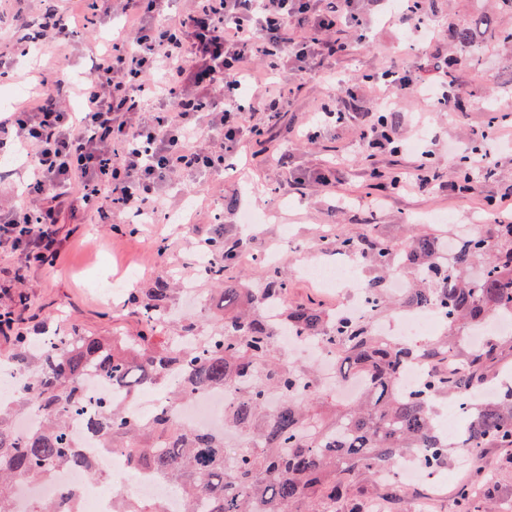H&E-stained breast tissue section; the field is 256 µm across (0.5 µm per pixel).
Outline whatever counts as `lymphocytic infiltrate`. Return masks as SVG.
Listing matches in <instances>:
<instances>
[{
  "instance_id": "f902f5d3",
  "label": "lymphocytic infiltrate",
  "mask_w": 512,
  "mask_h": 512,
  "mask_svg": "<svg viewBox=\"0 0 512 512\" xmlns=\"http://www.w3.org/2000/svg\"><path fill=\"white\" fill-rule=\"evenodd\" d=\"M98 10L130 24L82 84V111L66 108L59 81L0 118V150H25L34 166L27 203L0 206V251L30 265L54 262L74 207L124 217L161 204L171 176L223 172L226 152L256 133L245 109L292 105L267 74L329 72L343 50L336 30L362 24L358 0H190L179 13L170 0H102ZM259 53L263 73L250 69Z\"/></svg>"
}]
</instances>
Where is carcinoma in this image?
I'll return each instance as SVG.
<instances>
[{
    "mask_svg": "<svg viewBox=\"0 0 512 512\" xmlns=\"http://www.w3.org/2000/svg\"><path fill=\"white\" fill-rule=\"evenodd\" d=\"M512 15V0H497L493 13L479 12L456 28L457 45L471 57L482 48L479 35L512 43V28L497 15ZM440 244L418 232L408 246L352 234L322 241L325 252L361 253L381 269L412 260L420 279L405 303L433 307L451 322L477 327L492 314L512 309V224H495L471 236L452 262L436 259ZM205 278L216 286L224 315L201 324L175 317L170 282L159 279L142 300L133 299L140 331L135 336H95L77 325L57 335L48 351L31 355L40 337L19 335L11 364L32 379L16 401L0 404V512H10L15 483L21 478H49L81 462L67 435L70 411L84 401L81 374L90 368L121 385L130 397L157 386L166 403L187 401L201 390L228 388L232 404L224 424L247 442L237 453L224 448V435L194 433L167 416L142 418L114 405L89 416L88 430L104 448H122L134 472L150 471L177 491L180 512H326L327 502L345 494L360 472L375 474L416 451L424 464L438 468L454 449L478 453L512 448V390L470 414L456 439L442 435L435 420V400L475 390L492 375L502 356L498 341L460 355L458 371L431 375L416 390L404 392L397 375L412 357L442 363L454 355L453 330L420 347L396 344L377 335L366 321L346 314H325L310 305H288V282L265 266L253 284L224 277V238L208 247ZM372 308L387 303L381 279L365 282ZM280 309L284 331L317 337L336 349L342 374L363 380L355 402L323 420L313 405L331 396L317 372L285 364L265 322V308ZM37 406L41 426L20 435L15 419ZM68 507L42 500L29 512H82L73 491L64 492ZM116 512H161L143 500L117 494ZM455 512H491L487 499L463 483L456 491Z\"/></svg>",
    "mask_w": 512,
    "mask_h": 512,
    "instance_id": "carcinoma-1",
    "label": "carcinoma"
}]
</instances>
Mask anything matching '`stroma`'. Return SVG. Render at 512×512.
<instances>
[{"mask_svg":"<svg viewBox=\"0 0 512 512\" xmlns=\"http://www.w3.org/2000/svg\"><path fill=\"white\" fill-rule=\"evenodd\" d=\"M49 6L50 0H0V56H18L21 37L34 33L36 21ZM479 6L493 10L494 0H424L436 33L420 46L409 26L389 22L362 5L364 25L344 28L341 37L350 50L337 57L329 75L279 72L276 79L290 89L292 108L273 120L257 111L244 112L245 124L258 126L265 135L239 148L232 169L220 177L185 175L168 181L164 208L178 215L177 223L163 219L135 230L126 226L117 234L109 225L96 224L94 213L79 210L63 216L54 266L28 267L18 256L0 254V309L19 311L28 328L67 319L100 336L135 332L138 324L130 305L120 296L105 297L101 285L109 277L130 272L142 289L153 287L165 271L191 278L196 240L219 229L225 239L246 240L226 276H252L256 256L272 255L288 282L289 304L312 303L332 311L339 304L336 295L316 288L300 273L315 259L324 237L364 233L404 243L412 225L439 239L446 238L456 223L490 228L496 221L490 201L512 206V126H500L494 139L485 141L493 157L491 174L482 179L477 195L449 193L446 184L457 179L460 157L482 139L484 102H495L512 115V45H492L469 62L453 65L455 83L469 92L470 100L449 117L416 96L401 98L396 108L383 110L367 81L368 76L391 69L416 68L423 81L434 82L431 60L457 55L454 26L468 20ZM123 24L119 16L92 19L89 26H76L58 51L29 44L14 74L0 78V92H15L24 103L39 92V74L89 77L96 54L111 45L113 33ZM345 85L355 88L354 98L341 105L346 121L324 130L314 142L298 138L297 128L312 121L328 96ZM381 111L388 116L394 138L417 144V152L369 153L360 131ZM283 151L290 159L286 170L274 160ZM421 151L430 154L425 164L435 173V182L424 189L394 191L383 203L371 204L383 179L412 170ZM318 168L330 170V189L299 181V174ZM480 461L492 480L494 504L511 502L512 453L491 448Z\"/></svg>","mask_w":512,"mask_h":512,"instance_id":"stroma-1","label":"stroma"}]
</instances>
